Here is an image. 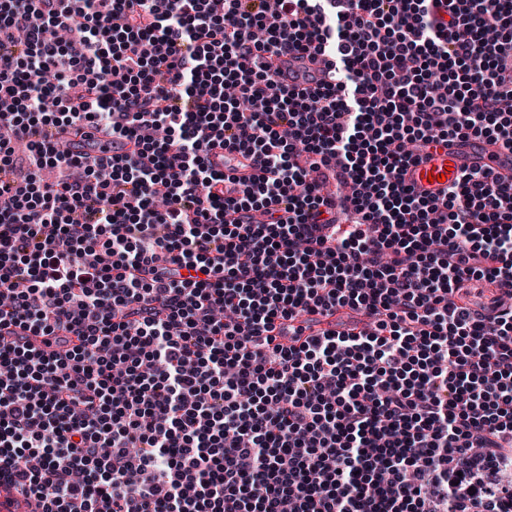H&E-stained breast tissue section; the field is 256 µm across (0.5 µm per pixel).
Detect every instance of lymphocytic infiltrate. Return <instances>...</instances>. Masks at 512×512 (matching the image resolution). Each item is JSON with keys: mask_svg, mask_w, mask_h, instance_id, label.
Here are the masks:
<instances>
[{"mask_svg": "<svg viewBox=\"0 0 512 512\" xmlns=\"http://www.w3.org/2000/svg\"><path fill=\"white\" fill-rule=\"evenodd\" d=\"M470 137L512 148V0H0V477L37 512H512V180L401 181ZM218 145L260 175L225 191ZM344 309L375 330L261 339Z\"/></svg>", "mask_w": 512, "mask_h": 512, "instance_id": "obj_1", "label": "lymphocytic infiltrate"}]
</instances>
